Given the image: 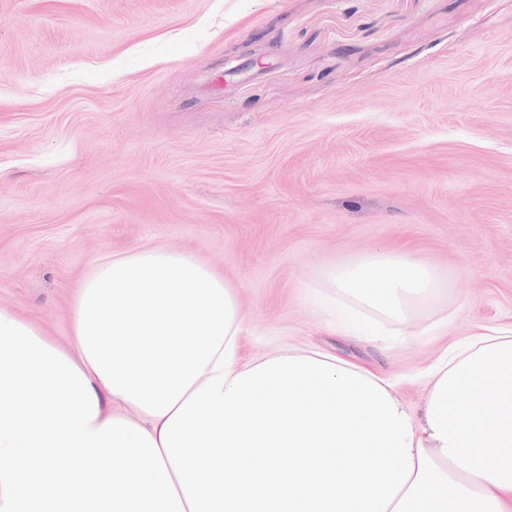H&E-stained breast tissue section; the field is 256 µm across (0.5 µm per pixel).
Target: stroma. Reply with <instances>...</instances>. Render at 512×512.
Masks as SVG:
<instances>
[{"mask_svg":"<svg viewBox=\"0 0 512 512\" xmlns=\"http://www.w3.org/2000/svg\"><path fill=\"white\" fill-rule=\"evenodd\" d=\"M390 245L447 293L335 331L318 269ZM150 247L235 286L240 362L331 354L419 413L512 328V0H0V308L69 346L95 263Z\"/></svg>","mask_w":512,"mask_h":512,"instance_id":"35a3bbf8","label":"stroma"}]
</instances>
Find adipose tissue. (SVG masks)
Segmentation results:
<instances>
[{"mask_svg": "<svg viewBox=\"0 0 512 512\" xmlns=\"http://www.w3.org/2000/svg\"><path fill=\"white\" fill-rule=\"evenodd\" d=\"M318 282L371 336L445 286L388 248ZM72 328L73 355L0 309V512H512V336L449 359L417 416L339 357L238 366L233 286L161 247L98 262Z\"/></svg>", "mask_w": 512, "mask_h": 512, "instance_id": "obj_1", "label": "adipose tissue"}]
</instances>
